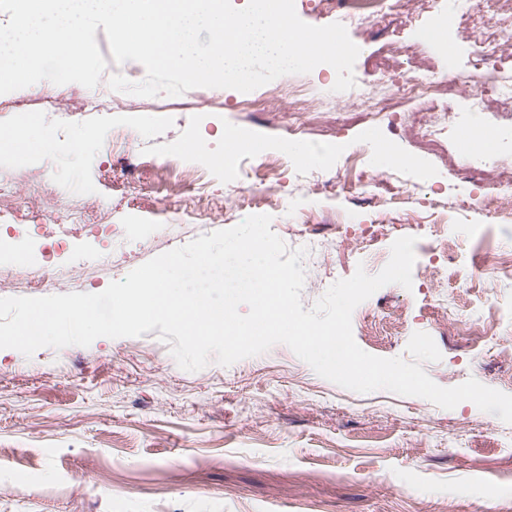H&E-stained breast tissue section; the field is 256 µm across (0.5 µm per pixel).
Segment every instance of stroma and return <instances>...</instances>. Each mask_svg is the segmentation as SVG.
Returning <instances> with one entry per match:
<instances>
[{
    "label": "stroma",
    "mask_w": 512,
    "mask_h": 512,
    "mask_svg": "<svg viewBox=\"0 0 512 512\" xmlns=\"http://www.w3.org/2000/svg\"><path fill=\"white\" fill-rule=\"evenodd\" d=\"M304 22L344 23L360 54V104L337 99L335 70L306 79L324 105L315 126L268 87L250 93L262 111L241 108L239 91L196 88L156 96L151 111L107 83L94 89L42 81L0 94V131L39 118L53 140L25 156H0L13 172L11 207L0 221V297L50 295L54 266L69 269L64 292H102L153 257L247 216L271 214L289 247L308 248L301 293L311 308L357 267L380 272L392 243L416 237L413 286L389 284L360 304L376 321H398L388 336L353 321L357 344L384 358L405 356L413 333L432 336L442 358L424 369L440 386L475 378L512 394V276L475 278L484 248L512 251V223H499L486 198L497 175L512 174V117L489 116L510 143L482 165H467L460 139L424 138V113L396 94L417 69L453 70L469 93L472 43L456 16H428L423 39L405 15L349 22L346 0H295ZM65 94L60 108L43 97ZM239 130L245 164L276 163L278 208L246 193L219 162L224 133ZM82 153L67 149L74 135ZM404 157L383 162L375 143ZM315 151L306 161L293 149ZM367 183L351 198L346 186ZM323 187L312 194L313 184ZM224 202L218 224H184L198 201ZM86 208L70 226L54 265L42 257L48 224ZM455 243L450 255L428 249ZM29 263L21 289L7 273ZM499 318V341L477 345L468 320ZM0 512H512V424L464 401L454 409L386 390L359 394L317 375L286 345L225 367L197 372L176 364L156 332L97 338L90 346L44 347L32 357L0 349Z\"/></svg>",
    "instance_id": "obj_1"
}]
</instances>
